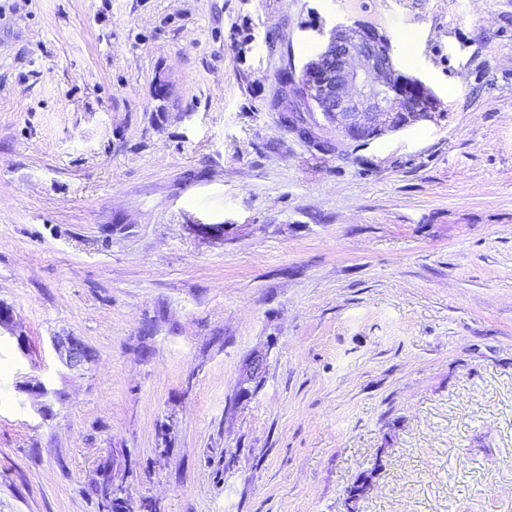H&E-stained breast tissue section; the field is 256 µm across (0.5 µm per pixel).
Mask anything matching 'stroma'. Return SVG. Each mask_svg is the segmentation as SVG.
I'll list each match as a JSON object with an SVG mask.
<instances>
[{
	"mask_svg": "<svg viewBox=\"0 0 512 512\" xmlns=\"http://www.w3.org/2000/svg\"><path fill=\"white\" fill-rule=\"evenodd\" d=\"M339 22L439 106L322 154ZM0 306V512H512V0H0ZM60 361L70 369H83L92 363L94 349L77 336H67L54 343ZM115 474L113 473L112 462L103 464L99 469L97 478L93 483V493L97 500L98 512H130L122 510V505L107 495V488L112 486L113 497L129 500L131 492L127 485L122 483L116 484Z\"/></svg>",
	"mask_w": 512,
	"mask_h": 512,
	"instance_id": "stroma-1",
	"label": "stroma"
}]
</instances>
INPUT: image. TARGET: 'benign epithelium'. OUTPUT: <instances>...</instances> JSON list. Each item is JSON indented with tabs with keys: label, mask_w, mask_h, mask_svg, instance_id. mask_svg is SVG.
Listing matches in <instances>:
<instances>
[{
	"label": "benign epithelium",
	"mask_w": 512,
	"mask_h": 512,
	"mask_svg": "<svg viewBox=\"0 0 512 512\" xmlns=\"http://www.w3.org/2000/svg\"><path fill=\"white\" fill-rule=\"evenodd\" d=\"M319 51L281 91V108L302 91L318 117L304 138L327 142L330 152L347 144L377 138L428 118L432 93L418 78L401 72L389 36L376 28L338 24L326 32ZM70 369L92 363L94 349L77 336L54 343Z\"/></svg>",
	"instance_id": "7a95c632"
}]
</instances>
